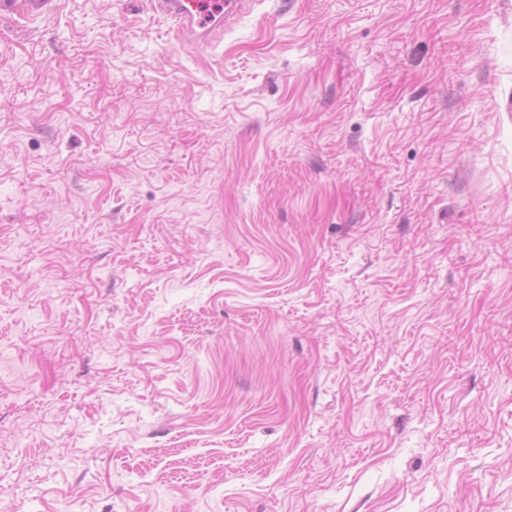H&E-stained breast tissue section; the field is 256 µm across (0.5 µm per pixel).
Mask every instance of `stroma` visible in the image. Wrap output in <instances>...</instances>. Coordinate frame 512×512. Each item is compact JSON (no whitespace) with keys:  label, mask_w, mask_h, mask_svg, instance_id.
I'll use <instances>...</instances> for the list:
<instances>
[{"label":"stroma","mask_w":512,"mask_h":512,"mask_svg":"<svg viewBox=\"0 0 512 512\" xmlns=\"http://www.w3.org/2000/svg\"><path fill=\"white\" fill-rule=\"evenodd\" d=\"M0 512H512V0H0ZM156 14L162 16L179 41L196 46H210L216 31L224 28L241 11L245 4L255 0H152Z\"/></svg>","instance_id":"35a3bbf8"}]
</instances>
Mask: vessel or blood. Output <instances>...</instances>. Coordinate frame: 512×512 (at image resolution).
I'll return each mask as SVG.
<instances>
[{"label":"vessel or blood","mask_w":512,"mask_h":512,"mask_svg":"<svg viewBox=\"0 0 512 512\" xmlns=\"http://www.w3.org/2000/svg\"><path fill=\"white\" fill-rule=\"evenodd\" d=\"M249 0H152L156 14L178 40L210 46L218 30L227 28Z\"/></svg>","instance_id":"b4317fda"}]
</instances>
